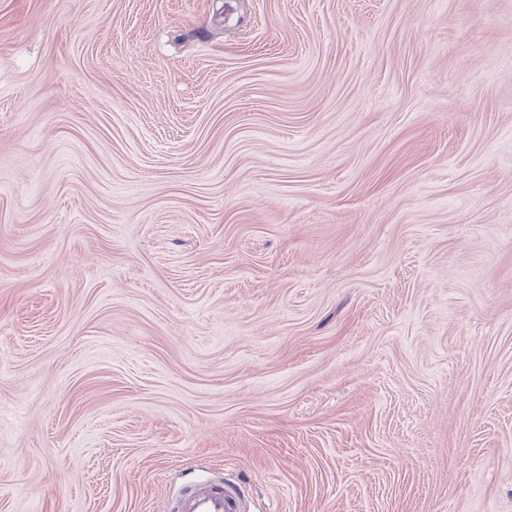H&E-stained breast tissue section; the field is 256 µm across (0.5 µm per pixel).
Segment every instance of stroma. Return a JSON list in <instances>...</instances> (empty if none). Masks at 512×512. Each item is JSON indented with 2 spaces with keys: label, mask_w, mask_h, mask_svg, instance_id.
<instances>
[{
  "label": "stroma",
  "mask_w": 512,
  "mask_h": 512,
  "mask_svg": "<svg viewBox=\"0 0 512 512\" xmlns=\"http://www.w3.org/2000/svg\"><path fill=\"white\" fill-rule=\"evenodd\" d=\"M512 512V0H0V512ZM245 491L237 484L190 481L167 512H248Z\"/></svg>",
  "instance_id": "35a3bbf8"
}]
</instances>
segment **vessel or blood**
<instances>
[{"label": "vessel or blood", "instance_id": "obj_1", "mask_svg": "<svg viewBox=\"0 0 512 512\" xmlns=\"http://www.w3.org/2000/svg\"><path fill=\"white\" fill-rule=\"evenodd\" d=\"M246 494L224 481L188 482L167 512H246Z\"/></svg>", "mask_w": 512, "mask_h": 512}]
</instances>
